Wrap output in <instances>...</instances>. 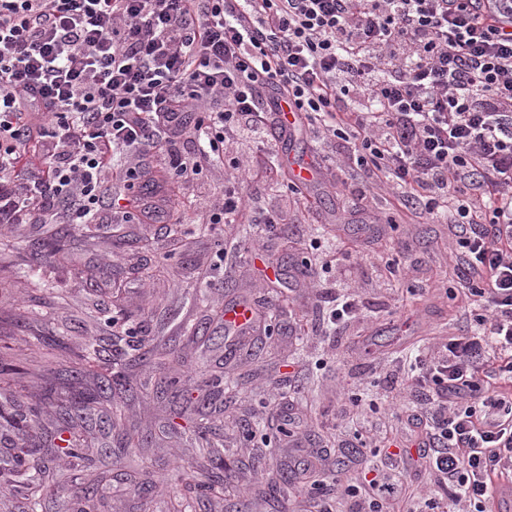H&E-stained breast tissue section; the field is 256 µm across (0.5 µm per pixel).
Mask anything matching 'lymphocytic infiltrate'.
Returning <instances> with one entry per match:
<instances>
[{
    "label": "lymphocytic infiltrate",
    "instance_id": "f902f5d3",
    "mask_svg": "<svg viewBox=\"0 0 512 512\" xmlns=\"http://www.w3.org/2000/svg\"><path fill=\"white\" fill-rule=\"evenodd\" d=\"M285 110L346 143L359 197L386 183L403 209L451 214L468 300L466 333L357 395L414 429L358 420L373 459L320 512H494L512 484V0H0V223H88L115 157L151 142L185 180L232 141L274 152ZM232 169L200 223H237ZM363 316L346 287L322 323Z\"/></svg>",
    "mask_w": 512,
    "mask_h": 512
}]
</instances>
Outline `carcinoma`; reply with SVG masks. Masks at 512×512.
<instances>
[{
    "mask_svg": "<svg viewBox=\"0 0 512 512\" xmlns=\"http://www.w3.org/2000/svg\"><path fill=\"white\" fill-rule=\"evenodd\" d=\"M72 232L73 226L70 224H55L49 234L30 240L29 248L46 262L64 260ZM131 350L134 354L128 364L146 361L158 368L160 378L155 387L156 395L172 400L181 397L176 380L166 374L171 352L158 348L151 339L144 337L131 345ZM60 384L70 389V395L58 405L53 434L55 439L64 443L62 447L55 443L41 448L30 447L29 443L40 422V406L24 401L23 395L17 391L7 397L11 411L0 410V418L12 433L13 453L4 475L26 501L27 512H43L47 503L57 496L56 487L50 484V475L51 464L60 451L75 458L83 474L79 495L71 503V512H102L99 508L97 467L77 430V424L89 416L94 405L99 404L102 408L99 422L116 440L115 447L108 449L109 456L120 459L131 446L148 444L149 436L139 435L127 428L122 412L112 407L115 393L133 395L136 390L127 383L125 368L116 366L112 357L103 355L94 346L59 368L55 379L46 383L45 396L51 398L57 395ZM208 406L209 401L203 400L195 407L202 419L192 427V431L201 448L215 447L214 437L221 429V425L206 416ZM177 482L181 500L177 501L173 512H181L190 503L204 510L210 495L224 489V468L211 462L206 465H183L177 471Z\"/></svg>",
    "mask_w": 512,
    "mask_h": 512,
    "instance_id": "obj_1",
    "label": "carcinoma"
}]
</instances>
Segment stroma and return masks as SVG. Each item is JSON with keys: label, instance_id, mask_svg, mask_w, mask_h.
<instances>
[{"label": "stroma", "instance_id": "obj_1", "mask_svg": "<svg viewBox=\"0 0 512 512\" xmlns=\"http://www.w3.org/2000/svg\"><path fill=\"white\" fill-rule=\"evenodd\" d=\"M339 151L338 143L322 139L308 125L296 126L277 149L278 165L253 173L242 184L252 216L276 210L283 217L282 223L262 230L268 246L262 261L246 250L252 232L248 225L226 226L219 235L197 221L198 208L224 188L220 167L149 194L113 191L120 205L101 207L95 219L98 237L75 233L68 260L51 265L27 248L41 229L39 214L24 224L0 223V364L16 363L18 353H27V363L11 380L25 400L40 401L50 372L33 342L35 334L47 330L63 337L68 358L109 335L115 360H123L128 342L144 332L179 357L168 368L185 395L179 407L154 395L159 373L153 367L128 372L138 393L114 405L128 428L154 436L149 447L131 453L132 471L149 468L154 488L144 497L132 488L120 496L102 495L103 512H172L176 466L209 456L230 463L232 477L251 481L252 490L244 497L228 492L211 498L208 512H290L285 492L277 494L276 511L264 494L272 475L288 466V451L278 445L267 408L269 389H277L282 411L308 423L302 459L328 465L345 481L353 472L337 457L338 440L327 423L341 407L347 419L359 415L349 403L354 389L348 378L372 387L379 382L377 365L466 329L459 304L445 295L448 265L459 252L454 229L417 211L395 212V200L384 189L358 200L359 175L329 163ZM298 155L307 156L315 169L307 185L313 202L309 208L298 193L285 189L294 178L290 160ZM172 194L183 204L181 230H168L147 215L137 224L117 223L116 209L140 213L147 203L165 205ZM310 255L323 264L317 274L321 285L361 288L367 319L324 340L311 337L302 346L292 334L295 321L312 322L319 315L298 273L302 258ZM157 264L163 267L160 276L145 277L143 266ZM80 266L93 270L97 290L76 277ZM236 303L258 310L274 305L277 317L270 328L258 323L249 336L225 339L224 309ZM100 307L116 316L113 328L96 317ZM22 311L30 317L25 331L13 327ZM200 323L206 324L207 336L195 334ZM216 380L224 385V440L206 450L188 429L173 431L167 423L175 410L191 411ZM40 403V424L51 427L57 406Z\"/></svg>", "mask_w": 512, "mask_h": 512}]
</instances>
